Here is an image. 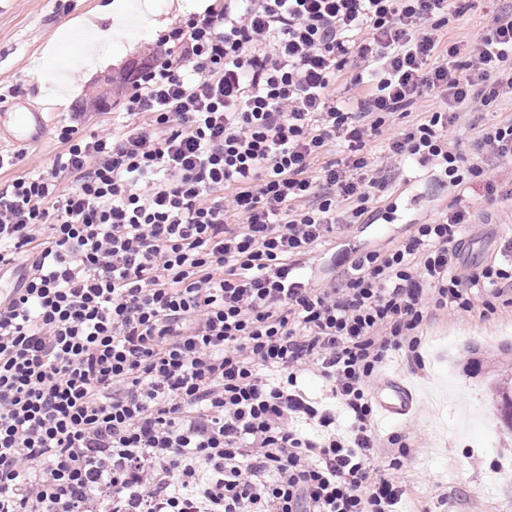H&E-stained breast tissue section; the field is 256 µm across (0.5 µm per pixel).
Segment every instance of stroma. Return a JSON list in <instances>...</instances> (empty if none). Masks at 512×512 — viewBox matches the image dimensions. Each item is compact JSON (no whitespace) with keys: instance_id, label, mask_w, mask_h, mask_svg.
Listing matches in <instances>:
<instances>
[{"instance_id":"1","label":"stroma","mask_w":512,"mask_h":512,"mask_svg":"<svg viewBox=\"0 0 512 512\" xmlns=\"http://www.w3.org/2000/svg\"><path fill=\"white\" fill-rule=\"evenodd\" d=\"M212 0H0V113L21 109L49 113L50 127L38 143L28 146L30 157L50 165L62 150L51 129L72 113H81L84 132L111 127L108 104L126 65L148 54L158 34L179 21L204 12ZM112 14L100 17L101 27L125 23L130 12L142 14L144 31L136 37L120 34L107 50L86 52L81 41L84 21L104 4ZM512 0H473L443 41L468 50L473 40ZM96 87L105 108L87 107L84 93ZM512 120V97H500L480 112L461 113L452 128L456 140L470 146L477 128ZM498 186L487 201L481 185L468 189L463 202L475 215L467 230L463 254L466 271L498 255L512 238V164L491 173ZM395 209L392 222L354 226L346 249L320 248L316 275L345 270L349 257L367 248L400 238L414 220L445 211L448 199L432 172L418 181L395 180L380 198ZM475 305L465 316L437 313L420 328V355L390 354L384 378L400 379L413 395L408 412L377 417L384 434L404 435L419 452L402 468L404 489L399 512H512V431L500 415L497 388L512 379V307L483 315Z\"/></svg>"}]
</instances>
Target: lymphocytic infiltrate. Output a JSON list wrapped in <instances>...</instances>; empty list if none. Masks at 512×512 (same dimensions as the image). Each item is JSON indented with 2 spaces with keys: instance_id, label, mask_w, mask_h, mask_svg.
<instances>
[{
  "instance_id": "lymphocytic-infiltrate-1",
  "label": "lymphocytic infiltrate",
  "mask_w": 512,
  "mask_h": 512,
  "mask_svg": "<svg viewBox=\"0 0 512 512\" xmlns=\"http://www.w3.org/2000/svg\"><path fill=\"white\" fill-rule=\"evenodd\" d=\"M465 9L221 0L129 72L117 130L63 121V152L30 172L0 153V512H397L413 450L374 425L389 352L417 353L429 310L512 306V262L462 271L461 195L494 198L512 123L469 151L448 135L512 93V14L464 54L440 33ZM350 63L354 104L336 93ZM426 95L443 110L373 157ZM410 164L438 171L447 212L313 281L315 249L371 223Z\"/></svg>"
}]
</instances>
